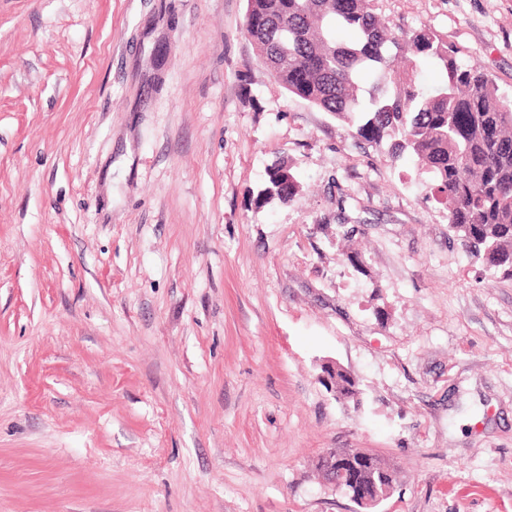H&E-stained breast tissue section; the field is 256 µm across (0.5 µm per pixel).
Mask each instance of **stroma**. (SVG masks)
<instances>
[{
    "mask_svg": "<svg viewBox=\"0 0 512 512\" xmlns=\"http://www.w3.org/2000/svg\"><path fill=\"white\" fill-rule=\"evenodd\" d=\"M376 6L512 97V0ZM245 11L0 0V512H356L331 448L396 468L378 512H512V279ZM297 187L298 182L288 162L276 160L267 167L265 182L253 199L254 205L261 207L273 199L286 201ZM330 366L334 370H336V367H340L336 363ZM321 382L327 388L334 389L336 396L339 398H351L356 394V383L353 377L344 369H337L336 374L332 370H328L327 376L321 378Z\"/></svg>",
    "mask_w": 512,
    "mask_h": 512,
    "instance_id": "stroma-1",
    "label": "stroma"
}]
</instances>
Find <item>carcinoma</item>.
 Returning <instances> with one entry per match:
<instances>
[{"mask_svg": "<svg viewBox=\"0 0 512 512\" xmlns=\"http://www.w3.org/2000/svg\"><path fill=\"white\" fill-rule=\"evenodd\" d=\"M243 30L257 61L289 94L346 122L388 159H417L448 211L453 238L495 273L512 277V99L425 27L396 34L375 0H247ZM442 72L428 90L416 60ZM371 78V85L365 79ZM298 182L285 160L267 167L253 199L288 200ZM356 394L345 370L321 379ZM395 471L373 455L365 480Z\"/></svg>", "mask_w": 512, "mask_h": 512, "instance_id": "cac0c4a2", "label": "carcinoma"}]
</instances>
